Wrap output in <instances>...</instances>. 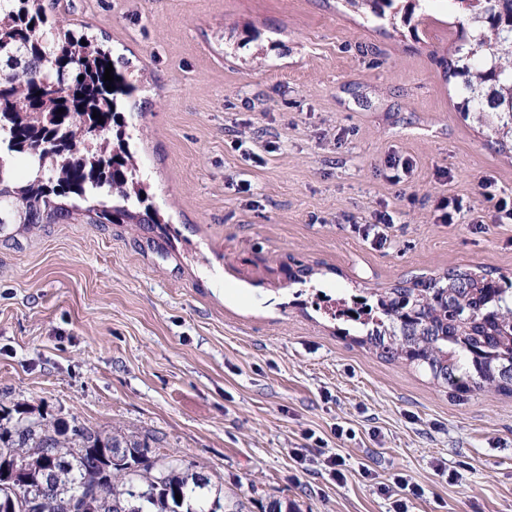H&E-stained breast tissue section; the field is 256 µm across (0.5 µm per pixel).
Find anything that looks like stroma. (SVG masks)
<instances>
[{
	"label": "stroma",
	"mask_w": 512,
	"mask_h": 512,
	"mask_svg": "<svg viewBox=\"0 0 512 512\" xmlns=\"http://www.w3.org/2000/svg\"><path fill=\"white\" fill-rule=\"evenodd\" d=\"M59 10L136 86L126 132L163 221L0 228V409L147 442L245 512H389L401 473L424 489L409 512H512V395H451L333 314L454 268L512 278V223L480 187L512 196V148L459 111L449 69L468 23L444 0L408 25L347 0ZM392 156L411 165L398 184ZM379 210L382 248L353 230Z\"/></svg>",
	"instance_id": "obj_1"
}]
</instances>
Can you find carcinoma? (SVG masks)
Here are the masks:
<instances>
[{
	"instance_id": "obj_1",
	"label": "carcinoma",
	"mask_w": 512,
	"mask_h": 512,
	"mask_svg": "<svg viewBox=\"0 0 512 512\" xmlns=\"http://www.w3.org/2000/svg\"><path fill=\"white\" fill-rule=\"evenodd\" d=\"M376 20L403 14L422 0H347ZM464 13L474 35L458 75L460 110L512 138V0H479ZM57 0H0V224H157L146 196L119 103L134 86L113 68L109 51L69 29L54 12ZM23 157L28 180H15ZM336 318L359 324L367 345L389 360L430 374L458 395L488 387L512 395V283L485 272L453 269L369 296L342 301ZM24 462L23 478L0 477V512H242L221 499L211 478L170 456L152 457L146 443L105 438L85 425L17 418L0 426V469ZM181 495L176 500L175 494Z\"/></svg>"
}]
</instances>
